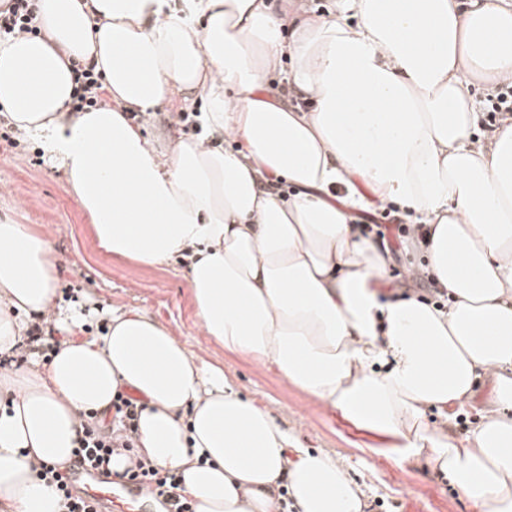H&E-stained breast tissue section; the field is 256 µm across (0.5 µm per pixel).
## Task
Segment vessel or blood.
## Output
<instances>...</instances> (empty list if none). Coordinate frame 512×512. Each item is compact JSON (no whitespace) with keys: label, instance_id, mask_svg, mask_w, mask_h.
I'll return each instance as SVG.
<instances>
[{"label":"vessel or blood","instance_id":"1","mask_svg":"<svg viewBox=\"0 0 512 512\" xmlns=\"http://www.w3.org/2000/svg\"><path fill=\"white\" fill-rule=\"evenodd\" d=\"M72 486L98 512H166L171 506L166 497L147 493L142 484H115L88 466L75 471Z\"/></svg>","mask_w":512,"mask_h":512}]
</instances>
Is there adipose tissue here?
Listing matches in <instances>:
<instances>
[{"label": "adipose tissue", "instance_id": "adipose-tissue-1", "mask_svg": "<svg viewBox=\"0 0 512 512\" xmlns=\"http://www.w3.org/2000/svg\"><path fill=\"white\" fill-rule=\"evenodd\" d=\"M340 18L297 0H42L38 38L0 43V109L36 138L90 214L101 247L145 264L189 255L199 321L231 352L360 428L425 460L476 512H512V125L490 149L472 134L469 87L512 74V0H339ZM287 81L313 102L286 106ZM97 63L110 102L71 109L72 61ZM203 100L208 138L167 155L130 111ZM221 135L227 150L210 142ZM301 194H279V181ZM364 183L399 200L429 234L419 247L441 310L416 298L379 305L387 265L329 187ZM52 245L0 220V352L57 301ZM70 340L44 365L0 371V503L60 512L32 458L70 463L80 412L125 389L142 404L137 451L181 476L197 512H363L329 454L311 453L167 327L131 309L104 333ZM494 411L457 440L424 410L464 406L481 376ZM289 64L290 61L288 58H281L280 65L275 70L271 71L265 78L266 89L278 94L282 103L287 106L296 105L298 103L303 104L304 102L299 99L295 92L293 93V97L290 95L289 98L287 96H283L280 92V88L282 86L286 87V89L290 88V86L288 85L287 87L283 81L285 72L289 70Z\"/></svg>", "mask_w": 512, "mask_h": 512}]
</instances>
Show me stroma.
<instances>
[{
    "instance_id": "1",
    "label": "stroma",
    "mask_w": 512,
    "mask_h": 512,
    "mask_svg": "<svg viewBox=\"0 0 512 512\" xmlns=\"http://www.w3.org/2000/svg\"><path fill=\"white\" fill-rule=\"evenodd\" d=\"M21 143L25 147L21 155L0 145V218L26 225L37 234L50 232L64 307L94 328L113 312L129 309L159 321L190 354L220 367L244 396L268 406L277 423L299 436L305 447L336 457L361 490L364 512H405L411 501L422 512H474L450 479L425 460L400 459L389 442L284 383L275 366L224 350L198 321L185 279L187 260L152 266L106 252L63 171L48 161L35 165L42 149L38 141L25 136ZM425 265V254L412 242L397 245L387 257L379 288L381 302L394 300L405 290L419 296L418 287L404 288L399 274ZM474 390L476 395L466 403L460 419L447 420L443 411L429 408L426 423L453 438H466L483 416L489 380H478Z\"/></svg>"
}]
</instances>
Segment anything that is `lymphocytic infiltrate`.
<instances>
[{
  "instance_id": "1",
  "label": "lymphocytic infiltrate",
  "mask_w": 512,
  "mask_h": 512,
  "mask_svg": "<svg viewBox=\"0 0 512 512\" xmlns=\"http://www.w3.org/2000/svg\"><path fill=\"white\" fill-rule=\"evenodd\" d=\"M40 0H0V41L28 34L39 36L38 10ZM75 88L72 95L73 111L80 112L105 103L107 90L102 73L89 65L74 64ZM112 419L99 425L88 426L73 452L70 468L37 461L32 469L37 475L54 485L61 502V512H91L79 496L74 495L69 483L71 468L91 465L106 476H118L119 480H146L159 494L172 500L174 512H196V504L179 491V478L169 470L140 458L136 452L138 419L141 407L135 397L117 394L112 400ZM124 458L123 472H115L116 458Z\"/></svg>"
}]
</instances>
